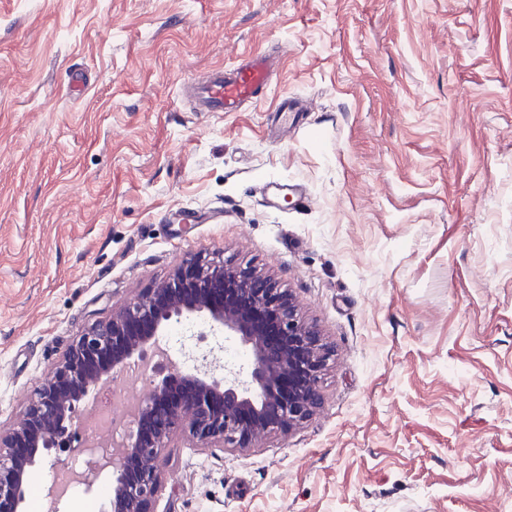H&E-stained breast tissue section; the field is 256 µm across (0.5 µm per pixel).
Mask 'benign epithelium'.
I'll list each match as a JSON object with an SVG mask.
<instances>
[{"label":"benign epithelium","instance_id":"benign-epithelium-1","mask_svg":"<svg viewBox=\"0 0 512 512\" xmlns=\"http://www.w3.org/2000/svg\"><path fill=\"white\" fill-rule=\"evenodd\" d=\"M195 316L249 348L250 378L214 373L217 359L205 355L191 372L171 359L159 370L144 366L150 388L137 405L134 430L84 480L91 489L103 472L112 473L109 512H152L162 484L158 461L179 429L199 448L243 451L291 431L320 408V381L333 350L300 317L290 294L254 266L190 260L78 336L24 414L0 426V512H25L43 452L70 446L81 429L80 407L96 386L161 350L169 323Z\"/></svg>","mask_w":512,"mask_h":512}]
</instances>
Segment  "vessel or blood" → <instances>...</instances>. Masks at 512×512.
I'll list each match as a JSON object with an SVG mask.
<instances>
[{"mask_svg":"<svg viewBox=\"0 0 512 512\" xmlns=\"http://www.w3.org/2000/svg\"><path fill=\"white\" fill-rule=\"evenodd\" d=\"M277 59L257 52L247 61L230 70L214 69L203 82L193 87L198 111L239 112L255 101L267 87ZM263 194L269 204L291 197L297 202H307L303 186L296 180L271 179L263 184Z\"/></svg>","mask_w":512,"mask_h":512,"instance_id":"vessel-or-blood-1","label":"vessel or blood"}]
</instances>
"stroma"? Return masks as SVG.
Masks as SVG:
<instances>
[{
	"label": "stroma",
	"mask_w": 512,
	"mask_h": 512,
	"mask_svg": "<svg viewBox=\"0 0 512 512\" xmlns=\"http://www.w3.org/2000/svg\"><path fill=\"white\" fill-rule=\"evenodd\" d=\"M257 51L265 95L194 111ZM195 257L268 271L334 359L290 433H176L153 512H512V0H0V424ZM262 189L266 201L271 205H276L288 196L300 203L307 204L309 201L303 186L293 179H271L264 182Z\"/></svg>",
	"instance_id": "stroma-1"
}]
</instances>
